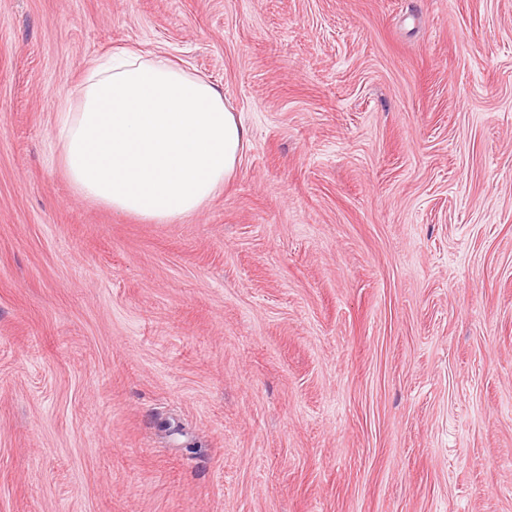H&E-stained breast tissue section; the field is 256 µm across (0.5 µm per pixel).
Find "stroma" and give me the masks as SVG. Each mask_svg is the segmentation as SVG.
Wrapping results in <instances>:
<instances>
[{"instance_id":"1","label":"stroma","mask_w":512,"mask_h":512,"mask_svg":"<svg viewBox=\"0 0 512 512\" xmlns=\"http://www.w3.org/2000/svg\"><path fill=\"white\" fill-rule=\"evenodd\" d=\"M118 47L249 130L186 219L63 168ZM0 512H512V0H0Z\"/></svg>"}]
</instances>
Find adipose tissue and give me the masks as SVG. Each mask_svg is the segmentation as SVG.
Masks as SVG:
<instances>
[{
    "instance_id": "1",
    "label": "adipose tissue",
    "mask_w": 512,
    "mask_h": 512,
    "mask_svg": "<svg viewBox=\"0 0 512 512\" xmlns=\"http://www.w3.org/2000/svg\"><path fill=\"white\" fill-rule=\"evenodd\" d=\"M59 115L67 174L113 211L170 224L230 180L248 131L223 94L173 60L123 50L90 68Z\"/></svg>"
}]
</instances>
